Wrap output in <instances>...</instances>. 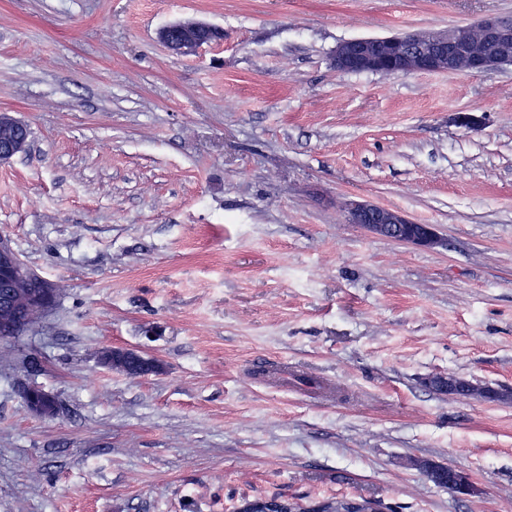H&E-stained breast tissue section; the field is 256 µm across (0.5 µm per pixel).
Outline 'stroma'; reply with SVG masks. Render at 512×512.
<instances>
[{"label": "stroma", "instance_id": "35a3bbf8", "mask_svg": "<svg viewBox=\"0 0 512 512\" xmlns=\"http://www.w3.org/2000/svg\"><path fill=\"white\" fill-rule=\"evenodd\" d=\"M488 14L512 0H0V112L32 130L0 165V235L58 288L0 338V512H512V398L423 383L512 395V66L334 64L352 38ZM188 21L223 41L172 54L157 32ZM351 200L443 244L346 223ZM110 347L161 370L105 368ZM431 379L430 389L438 394H456L457 396L470 397L472 395L483 396L480 386L473 385L469 381L462 378H454L455 388L448 392L447 381H444V376H433ZM438 466L444 467L447 470V479L443 481L442 483L438 484V488L448 490V492L453 493H459L466 494L469 491H471L474 487L473 483L469 479L467 473L452 465H439ZM358 501L357 505L352 502ZM262 506H259V504ZM242 512H383L389 507H384L380 501L363 497L331 499L316 506L304 507L298 502H290L278 497L258 499L245 502Z\"/></svg>", "mask_w": 512, "mask_h": 512}]
</instances>
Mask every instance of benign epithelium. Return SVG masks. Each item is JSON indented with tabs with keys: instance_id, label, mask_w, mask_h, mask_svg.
Segmentation results:
<instances>
[{
	"instance_id": "7a95c632",
	"label": "benign epithelium",
	"mask_w": 512,
	"mask_h": 512,
	"mask_svg": "<svg viewBox=\"0 0 512 512\" xmlns=\"http://www.w3.org/2000/svg\"><path fill=\"white\" fill-rule=\"evenodd\" d=\"M221 30L198 22H180L161 28L159 40L172 53L192 55L205 45L215 42ZM422 35L414 32L389 37H361L342 42L336 47L334 62L344 72H371L383 76H405L416 72L482 73L497 66H512V18L488 15L476 25L456 26L448 31L435 32L427 37V44L417 47ZM24 141L0 143V164H7L24 152ZM346 221L365 231L414 246L436 248L442 240L431 224H418L403 212L367 201L351 200L346 204ZM34 280L38 283L32 298L38 306L51 307L56 285L35 273L18 256L10 241L0 236V288L13 280ZM112 356H120L146 369L144 375L159 372L158 364L127 348L112 349ZM37 397L28 411L45 416L59 412L57 398L38 388ZM447 479L438 487L453 493H468L474 488L467 473L452 465L446 466Z\"/></svg>"
}]
</instances>
